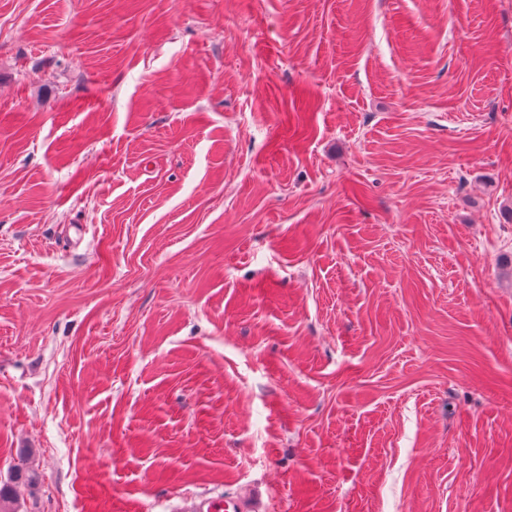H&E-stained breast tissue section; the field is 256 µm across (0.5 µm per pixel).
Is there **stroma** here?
<instances>
[{
  "label": "stroma",
  "instance_id": "stroma-1",
  "mask_svg": "<svg viewBox=\"0 0 512 512\" xmlns=\"http://www.w3.org/2000/svg\"><path fill=\"white\" fill-rule=\"evenodd\" d=\"M0 485L512 512V0H0Z\"/></svg>",
  "mask_w": 512,
  "mask_h": 512
}]
</instances>
